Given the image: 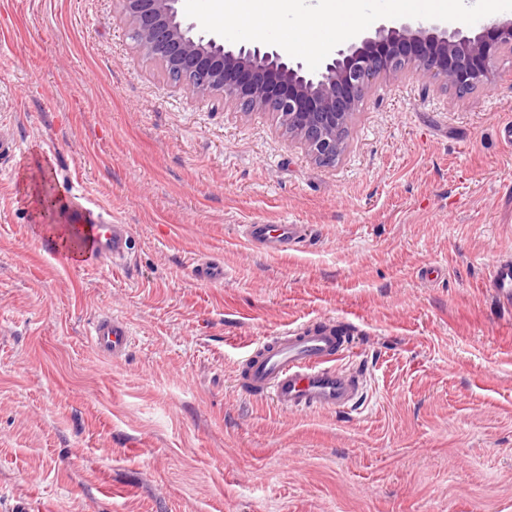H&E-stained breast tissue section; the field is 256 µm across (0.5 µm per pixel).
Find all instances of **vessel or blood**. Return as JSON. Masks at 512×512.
<instances>
[{
    "label": "vessel or blood",
    "instance_id": "obj_1",
    "mask_svg": "<svg viewBox=\"0 0 512 512\" xmlns=\"http://www.w3.org/2000/svg\"><path fill=\"white\" fill-rule=\"evenodd\" d=\"M77 239L87 240L96 265L122 266L134 241L129 225L112 224L81 211ZM244 238L267 252L276 253L303 243L309 228L304 224H246ZM487 291L512 307V257L502 256L487 267ZM88 339L101 356L113 360L127 356L133 333L126 318L112 313L98 315L90 324ZM353 338L340 323L308 322L264 337L249 355L241 374L242 393L271 398L287 412L306 410L349 411L363 396V377L347 365Z\"/></svg>",
    "mask_w": 512,
    "mask_h": 512
}]
</instances>
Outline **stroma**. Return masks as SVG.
Returning a JSON list of instances; mask_svg holds the SVG:
<instances>
[{
    "label": "stroma",
    "mask_w": 512,
    "mask_h": 512,
    "mask_svg": "<svg viewBox=\"0 0 512 512\" xmlns=\"http://www.w3.org/2000/svg\"><path fill=\"white\" fill-rule=\"evenodd\" d=\"M0 118V512H512V312L484 287L512 255V80L377 83L323 166L173 88L118 0H0ZM26 171L130 225L126 267L48 254ZM254 223L314 236L267 253ZM104 312L123 359L88 342ZM316 319L351 329L357 409L238 391L263 336ZM87 336L99 355L112 360L126 357L133 340L127 319L112 313L98 315L90 323Z\"/></svg>",
    "instance_id": "35a3bbf8"
}]
</instances>
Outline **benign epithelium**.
Here are the masks:
<instances>
[{
  "label": "benign epithelium",
  "mask_w": 512,
  "mask_h": 512,
  "mask_svg": "<svg viewBox=\"0 0 512 512\" xmlns=\"http://www.w3.org/2000/svg\"><path fill=\"white\" fill-rule=\"evenodd\" d=\"M121 2L135 49L157 61L175 87L213 111L272 114L291 146L326 166L345 151L348 125L376 81L414 70L463 94L493 82L501 55L512 53L511 19L473 36L422 22L382 23L311 72L269 44H227L196 32L181 0Z\"/></svg>",
  "instance_id": "7a95c632"
}]
</instances>
